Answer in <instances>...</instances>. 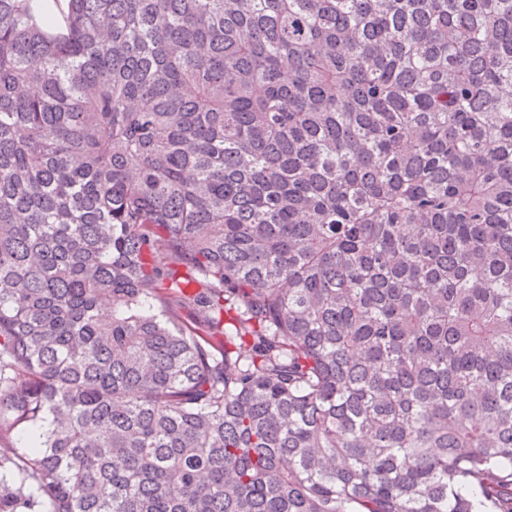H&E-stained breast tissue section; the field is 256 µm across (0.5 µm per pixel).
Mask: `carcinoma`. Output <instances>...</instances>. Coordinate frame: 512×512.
<instances>
[{
  "instance_id": "1",
  "label": "carcinoma",
  "mask_w": 512,
  "mask_h": 512,
  "mask_svg": "<svg viewBox=\"0 0 512 512\" xmlns=\"http://www.w3.org/2000/svg\"><path fill=\"white\" fill-rule=\"evenodd\" d=\"M512 512V0H0V512Z\"/></svg>"
}]
</instances>
